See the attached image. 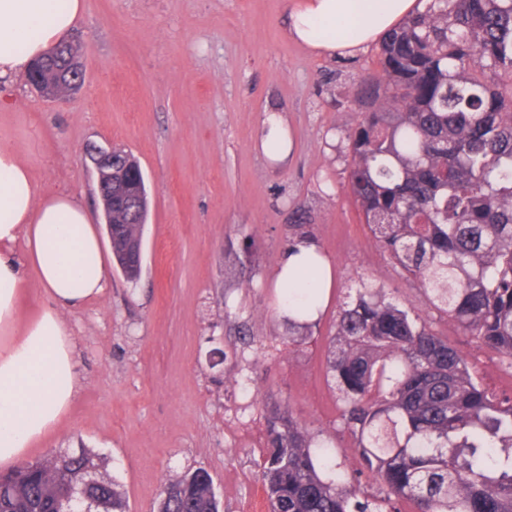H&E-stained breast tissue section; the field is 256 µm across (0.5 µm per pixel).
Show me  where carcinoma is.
Wrapping results in <instances>:
<instances>
[{
  "label": "carcinoma",
  "mask_w": 512,
  "mask_h": 512,
  "mask_svg": "<svg viewBox=\"0 0 512 512\" xmlns=\"http://www.w3.org/2000/svg\"><path fill=\"white\" fill-rule=\"evenodd\" d=\"M78 58L35 62L29 83ZM381 72L363 81L365 112L348 131L349 184L383 252L463 333L512 363V0H427L380 44ZM148 199L140 164L125 173ZM112 259L135 274L127 246L140 237L117 209ZM318 263L303 287L282 288L303 336L318 300ZM327 373L343 403L344 428L360 449L361 473L382 489L346 486L330 438L289 406H267L259 479L269 512H512V399L471 375L466 358L384 289L362 282L336 319ZM84 449L22 462L0 475V512H61L70 496L91 512H126L112 480L96 476ZM159 512H221L212 477L187 472L165 483Z\"/></svg>",
  "instance_id": "1"
}]
</instances>
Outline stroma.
<instances>
[{
	"label": "stroma",
	"mask_w": 512,
	"mask_h": 512,
	"mask_svg": "<svg viewBox=\"0 0 512 512\" xmlns=\"http://www.w3.org/2000/svg\"><path fill=\"white\" fill-rule=\"evenodd\" d=\"M287 0H83L71 35L84 84L71 101L0 83V143L31 168L39 193L76 195L102 215L91 147L139 161L149 191L141 277L110 268L108 294L65 312L80 391L36 461L88 448L128 512H157L169 479L213 478L224 512H267L258 466L266 404H288L331 434L354 478L359 452L327 374L336 316L361 281L412 310L467 358L490 390L512 396V365L457 330L378 249L348 182L347 132L363 118L360 80L379 46L330 58L285 32ZM293 136L286 166L256 147L266 109ZM305 214L336 286L310 336L289 343L272 284Z\"/></svg>",
	"instance_id": "35a3bbf8"
}]
</instances>
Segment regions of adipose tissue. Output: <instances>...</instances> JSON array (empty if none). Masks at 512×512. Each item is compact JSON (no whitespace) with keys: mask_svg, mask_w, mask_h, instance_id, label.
Segmentation results:
<instances>
[{"mask_svg":"<svg viewBox=\"0 0 512 512\" xmlns=\"http://www.w3.org/2000/svg\"><path fill=\"white\" fill-rule=\"evenodd\" d=\"M418 8L417 0H289L287 35L313 53L350 56ZM81 10V0H0V79L27 74ZM342 27L351 36L339 35ZM258 145L271 162L287 163L293 140L281 114L264 113ZM312 258L321 291L330 293L333 265L313 244L284 250L276 285L300 282ZM108 264L89 211L74 195L39 193L29 166L0 145V465L20 461L65 418L78 389L62 314L108 292ZM32 277L48 303L25 320L18 300Z\"/></svg>","mask_w":512,"mask_h":512,"instance_id":"ef3b65f1","label":"adipose tissue"}]
</instances>
